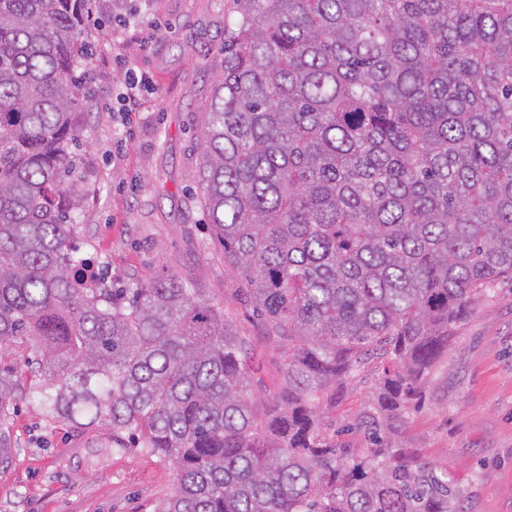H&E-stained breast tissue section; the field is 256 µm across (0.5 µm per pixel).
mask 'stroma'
<instances>
[{
	"mask_svg": "<svg viewBox=\"0 0 512 512\" xmlns=\"http://www.w3.org/2000/svg\"><path fill=\"white\" fill-rule=\"evenodd\" d=\"M234 20V0H94L93 55L79 107L84 197L73 244L107 281L131 288L173 275L223 303L248 340L251 389L270 400L287 356L225 267L224 248L195 201L203 112ZM135 73L149 79L136 109L112 111L116 85ZM377 384L366 367L329 410V430L371 412ZM7 432L12 458L0 466V512H153L174 492L168 465L114 448L110 430L76 436L22 403ZM399 441L446 469L471 512H512L511 280L472 303L421 403L405 414Z\"/></svg>",
	"mask_w": 512,
	"mask_h": 512,
	"instance_id": "obj_1",
	"label": "stroma"
}]
</instances>
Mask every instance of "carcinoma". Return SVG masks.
Returning <instances> with one entry per match:
<instances>
[{
  "label": "carcinoma",
  "instance_id": "carcinoma-1",
  "mask_svg": "<svg viewBox=\"0 0 512 512\" xmlns=\"http://www.w3.org/2000/svg\"><path fill=\"white\" fill-rule=\"evenodd\" d=\"M89 2L0 0V464L26 402L171 467L155 512H468L396 431L475 296L512 279V0H234L200 181L288 350L271 402L202 289L111 288L73 246ZM370 357L374 410L341 429L358 458L323 403Z\"/></svg>",
  "mask_w": 512,
  "mask_h": 512
}]
</instances>
